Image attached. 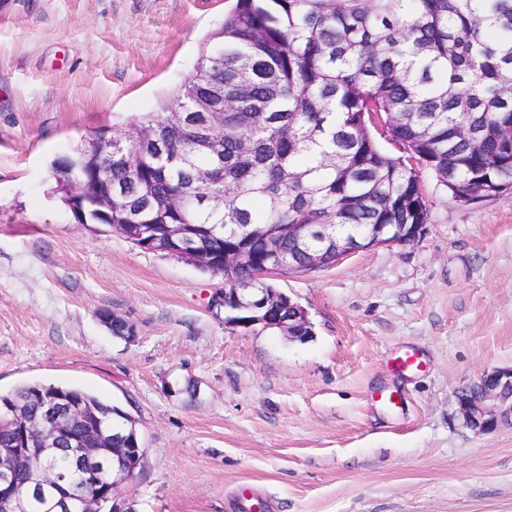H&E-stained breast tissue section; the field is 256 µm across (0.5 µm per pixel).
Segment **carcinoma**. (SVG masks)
<instances>
[{
    "instance_id": "1",
    "label": "carcinoma",
    "mask_w": 512,
    "mask_h": 512,
    "mask_svg": "<svg viewBox=\"0 0 512 512\" xmlns=\"http://www.w3.org/2000/svg\"><path fill=\"white\" fill-rule=\"evenodd\" d=\"M201 58L222 67L195 68L137 124L155 142L117 127L112 146L78 147L53 175L60 193L84 182L94 224L97 171L112 166V223L146 239L183 224L208 250L247 254L209 269L228 288H271L261 274L280 259L303 267L376 224L428 223L419 166L455 200L512 190V0H236ZM218 87L220 156L196 130ZM290 224L317 228L292 239ZM46 391L78 396L110 447L139 446L136 420L84 390L28 383L0 395V411L22 401L35 414ZM51 495L32 494L28 512H47Z\"/></svg>"
}]
</instances>
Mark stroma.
Returning <instances> with one entry per match:
<instances>
[{
  "label": "stroma",
  "mask_w": 512,
  "mask_h": 512,
  "mask_svg": "<svg viewBox=\"0 0 512 512\" xmlns=\"http://www.w3.org/2000/svg\"><path fill=\"white\" fill-rule=\"evenodd\" d=\"M233 4L0 0V394L76 387L133 417L130 512H240L244 486L271 512H512V424L475 433L456 403L512 366V192L463 205L421 170L413 244L275 278L303 342L225 325L222 276L76 223L56 192L53 162L158 111ZM407 350L425 371L392 370Z\"/></svg>",
  "instance_id": "35a3bbf8"
}]
</instances>
